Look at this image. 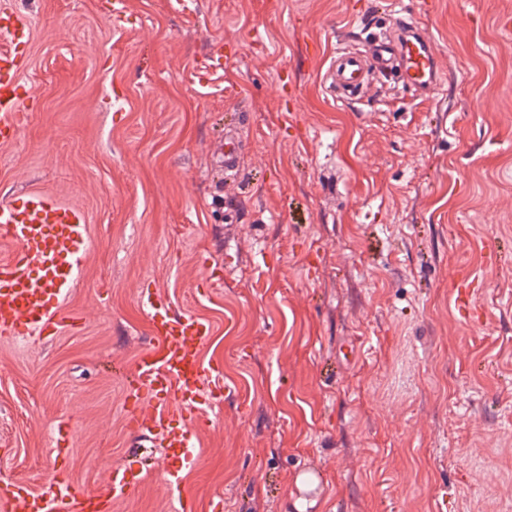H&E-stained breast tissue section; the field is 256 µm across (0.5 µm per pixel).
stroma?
Listing matches in <instances>:
<instances>
[{"mask_svg":"<svg viewBox=\"0 0 512 512\" xmlns=\"http://www.w3.org/2000/svg\"><path fill=\"white\" fill-rule=\"evenodd\" d=\"M111 2L28 3L0 203L53 193L89 246L62 303L81 327L0 340V485L101 493L134 465L111 512H175L123 409L150 288L210 321L224 368L194 512H512V0H409L438 93L353 104L323 75L383 0ZM239 148L240 141L236 130L227 132L224 136V146H222V156L224 158V172L227 177L237 172L239 167Z\"/></svg>","mask_w":512,"mask_h":512,"instance_id":"35a3bbf8","label":"stroma"}]
</instances>
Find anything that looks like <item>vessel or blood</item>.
Here are the masks:
<instances>
[{
    "mask_svg": "<svg viewBox=\"0 0 512 512\" xmlns=\"http://www.w3.org/2000/svg\"><path fill=\"white\" fill-rule=\"evenodd\" d=\"M389 31L372 34L371 52L337 49L324 78L337 101L361 98L373 81L396 78L401 88L426 97L441 84L432 41L405 0H388ZM31 15L18 7L0 8V140L16 139L23 93L18 76L27 60ZM236 131L224 136V172L239 167ZM85 212L45 191H30L0 203V240L13 245L0 260V337L54 336L80 327L79 317L59 307L72 288L86 253ZM152 340L140 354L126 406L129 428L163 451V475L175 491L192 460L197 435L224 398L223 369L205 367L200 344L212 332L208 320L177 312L168 295H141ZM142 481L140 470L113 471L106 494L95 495L54 480L41 489L23 485L0 491L10 512H107L112 501L130 495Z\"/></svg>",
    "mask_w": 512,
    "mask_h": 512,
    "instance_id": "vessel-or-blood-1",
    "label": "vessel or blood"
}]
</instances>
